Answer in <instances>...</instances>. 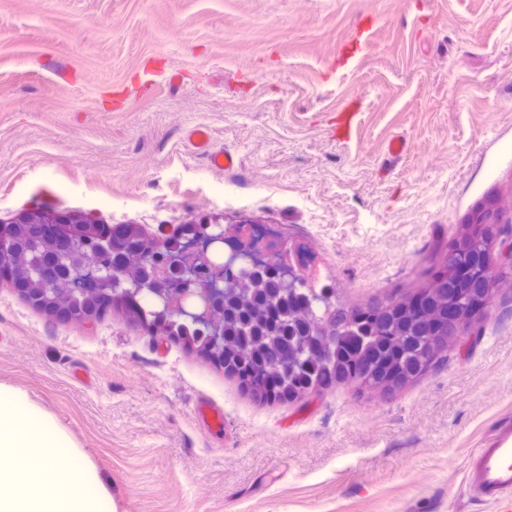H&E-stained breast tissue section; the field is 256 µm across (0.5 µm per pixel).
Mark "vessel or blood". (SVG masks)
<instances>
[{"mask_svg": "<svg viewBox=\"0 0 512 512\" xmlns=\"http://www.w3.org/2000/svg\"><path fill=\"white\" fill-rule=\"evenodd\" d=\"M188 139L197 150L207 155L213 168H235L237 161L234 155L212 150L209 134L204 129L189 131ZM468 477L486 502L499 503L512 492V427L500 430L491 445L474 450Z\"/></svg>", "mask_w": 512, "mask_h": 512, "instance_id": "b4317fda", "label": "vessel or blood"}]
</instances>
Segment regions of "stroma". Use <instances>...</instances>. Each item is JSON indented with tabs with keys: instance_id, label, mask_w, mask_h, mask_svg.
<instances>
[{
	"instance_id": "obj_1",
	"label": "stroma",
	"mask_w": 512,
	"mask_h": 512,
	"mask_svg": "<svg viewBox=\"0 0 512 512\" xmlns=\"http://www.w3.org/2000/svg\"><path fill=\"white\" fill-rule=\"evenodd\" d=\"M42 204L148 232L251 224L305 246L347 307L414 294L477 212L512 219V0H0V221ZM493 294L396 390L264 400L122 307L65 319L1 276L0 382L70 433L117 512H512L467 483L512 427V272ZM187 137L197 150L207 155L213 168L220 170H232L235 168L237 161L234 155L222 150H212L209 134L204 129H193L189 131Z\"/></svg>"
}]
</instances>
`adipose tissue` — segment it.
Wrapping results in <instances>:
<instances>
[{
	"mask_svg": "<svg viewBox=\"0 0 512 512\" xmlns=\"http://www.w3.org/2000/svg\"><path fill=\"white\" fill-rule=\"evenodd\" d=\"M69 462L60 470L58 460ZM0 512H116L96 466L55 417L0 383Z\"/></svg>",
	"mask_w": 512,
	"mask_h": 512,
	"instance_id": "adipose-tissue-1",
	"label": "adipose tissue"
}]
</instances>
